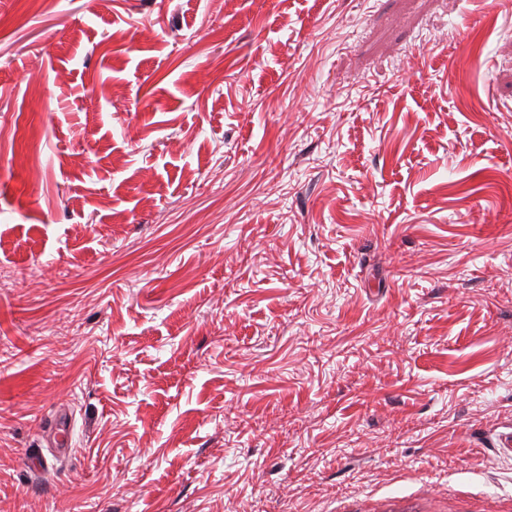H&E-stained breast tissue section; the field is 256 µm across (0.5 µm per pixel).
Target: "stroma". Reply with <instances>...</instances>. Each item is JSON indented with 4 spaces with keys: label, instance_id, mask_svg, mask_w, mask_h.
<instances>
[{
    "label": "stroma",
    "instance_id": "stroma-1",
    "mask_svg": "<svg viewBox=\"0 0 512 512\" xmlns=\"http://www.w3.org/2000/svg\"><path fill=\"white\" fill-rule=\"evenodd\" d=\"M1 266L0 512H507L512 0H0ZM50 434L56 447L53 453L55 460H62L74 454L76 448H74L71 422L65 410L56 414L50 426ZM348 512H447L433 506L430 497H400L388 498L376 510L368 506H360Z\"/></svg>",
    "mask_w": 512,
    "mask_h": 512
}]
</instances>
